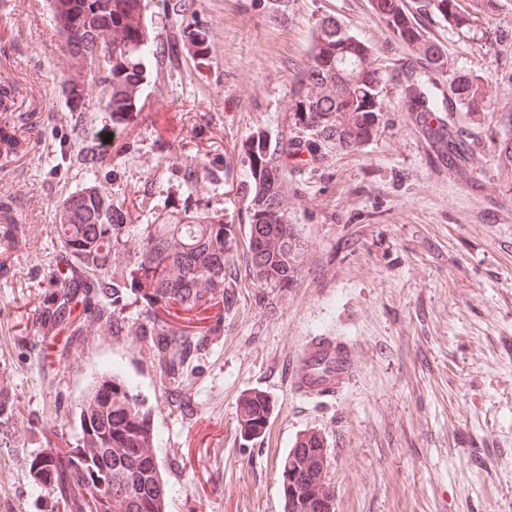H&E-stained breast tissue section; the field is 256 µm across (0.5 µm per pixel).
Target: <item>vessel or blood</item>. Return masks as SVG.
<instances>
[{
    "mask_svg": "<svg viewBox=\"0 0 512 512\" xmlns=\"http://www.w3.org/2000/svg\"><path fill=\"white\" fill-rule=\"evenodd\" d=\"M353 367V351L349 344L324 336L308 340L296 362L290 381L292 390L300 395L330 397Z\"/></svg>",
    "mask_w": 512,
    "mask_h": 512,
    "instance_id": "1",
    "label": "vessel or blood"
}]
</instances>
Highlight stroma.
Returning a JSON list of instances; mask_svg holds the SVG:
<instances>
[{
    "label": "stroma",
    "mask_w": 512,
    "mask_h": 512,
    "mask_svg": "<svg viewBox=\"0 0 512 512\" xmlns=\"http://www.w3.org/2000/svg\"><path fill=\"white\" fill-rule=\"evenodd\" d=\"M50 0H0V85L12 97L13 151L0 150V202L24 234L0 268V512H64L54 487L30 490L29 461L48 444L71 447L78 403L106 366L136 387L158 433L155 454L168 512H283L280 464L297 436L327 444L336 512H512V0H496L476 29L423 19L444 70L423 81L449 109L447 125L475 145L449 165L386 85V122L359 150L330 145L288 170V220L297 227L299 275L288 290L255 287L234 271L231 308L194 324L218 333L184 375L190 413L170 401L149 337L91 326L78 342L37 331L33 314L60 242L55 200L88 182L60 167L70 141L59 93L66 68ZM210 27L198 56L151 62L140 113L123 131L97 184L124 203L131 224H179L192 210L223 221L244 201L207 170L256 127L289 122L293 68L312 31L336 18L372 46L379 67L407 54L370 0H194ZM491 82L486 111L454 104L452 77ZM195 169L193 184L177 174ZM310 336L352 344L355 368L333 397L289 387ZM270 400L264 431L246 435L240 406Z\"/></svg>",
    "instance_id": "1"
}]
</instances>
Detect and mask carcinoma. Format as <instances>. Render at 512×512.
Segmentation results:
<instances>
[{
	"instance_id": "cac0c4a2",
	"label": "carcinoma",
	"mask_w": 512,
	"mask_h": 512,
	"mask_svg": "<svg viewBox=\"0 0 512 512\" xmlns=\"http://www.w3.org/2000/svg\"><path fill=\"white\" fill-rule=\"evenodd\" d=\"M177 21L193 9V0H164ZM462 0H417L410 9L405 0H372L382 15L392 41L412 54L390 75L401 89L407 111L448 148V159L466 162L470 148L460 135L432 129L439 106L419 83L424 68L441 71L444 52L425 37L418 16L434 15L449 25L470 30L477 16L463 8ZM69 59L60 92L68 106V124L75 141L59 151L61 163L76 165L96 177L112 154L104 141L111 131L125 130L139 112V92L145 60L177 54V43L151 46L145 30L149 0H50ZM180 41L199 54L209 46V28L195 24L180 28ZM374 49L347 32L336 19L326 17L313 31L304 63L291 77V127L294 134L274 135L256 128L237 148L246 162L239 193L245 200L244 224H225L202 217L186 224L127 223L123 205L112 200L96 183L56 202L60 249L50 271L47 289L34 318L45 332L65 329L76 340L88 322H103L112 333L125 328L116 316L141 300L143 321L138 334L148 336L161 371L178 380L203 349L204 335L188 326L158 319L159 312L178 317L202 314L201 307L224 299L233 280L231 259L245 233L246 270L260 288L287 289L297 281L299 240L285 209V173L288 158L308 154L313 162L327 145L356 151L385 123L382 84L385 75L375 66ZM108 66L107 95L110 126H99L87 112L92 67L100 58ZM452 94L466 111L488 103L487 86L465 78H452ZM19 224L0 229V253L17 247ZM134 253L126 271L112 269V253L119 248ZM270 404L255 393L242 402L241 417L248 434L261 432ZM82 443L60 453L54 448L34 460L41 475L31 493L42 484L53 485L69 512H165L166 488L155 455L157 437L148 412L140 408L131 381L112 367L106 368L87 390L78 408ZM327 446L322 437L305 433L296 438L284 459L281 476L284 512H336L332 492L312 499L306 487L325 484Z\"/></svg>"
}]
</instances>
